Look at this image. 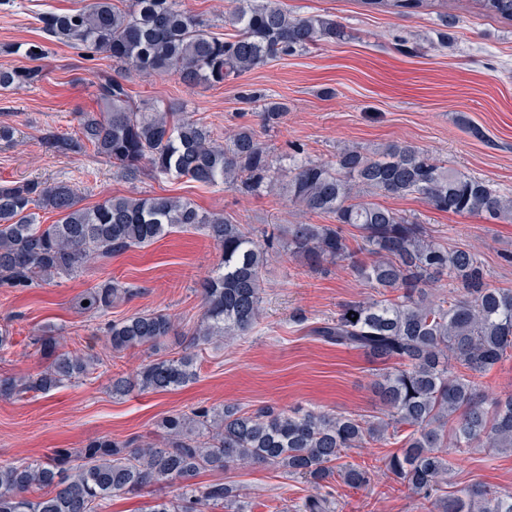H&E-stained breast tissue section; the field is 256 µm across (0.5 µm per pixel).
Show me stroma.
<instances>
[{
  "instance_id": "35a3bbf8",
  "label": "stroma",
  "mask_w": 512,
  "mask_h": 512,
  "mask_svg": "<svg viewBox=\"0 0 512 512\" xmlns=\"http://www.w3.org/2000/svg\"><path fill=\"white\" fill-rule=\"evenodd\" d=\"M280 2L295 14L332 15L355 37L269 61L219 86L189 88L174 76L136 75L128 81L134 101L177 102L221 136L241 125L261 129L259 106L245 99L255 92L288 105L282 123L263 134L278 166H287L297 148L310 158L331 160L347 145L371 149L399 142L447 159L465 175L512 196L511 23L481 16L471 0H454L448 8L438 2L433 13L411 16L374 12L361 0ZM81 4L14 0L1 6L0 68L27 65L16 47L43 40L37 12ZM443 10L456 18L453 45L417 51L418 43L434 39ZM42 65L45 78L39 85L0 90V126L14 130L12 142L0 141V183L65 182L85 207L113 195L158 193L189 199L203 211L252 227L309 222L277 182L256 193L150 174L131 182L94 154L45 152L44 130L74 134L78 113L97 108L96 82L113 67L108 59L85 58L57 41L47 44ZM379 202L426 224L449 246L478 251L488 283L512 288V223L438 212L412 196H383ZM220 261V251L202 231L175 228L150 246L98 258L80 273L58 275L23 292L0 288V326L14 340L0 358V373L26 377L45 368L48 360L33 339L48 330L64 336L67 349L100 359L98 378L0 400V462L39 459L53 448L76 450L102 436L148 439L166 415L198 407L380 415L371 386L383 364L311 333L317 321L335 316L342 302L371 295L369 284L350 267L312 272L288 257L272 259L266 268L258 323L247 335L206 347L195 381L167 392L113 395L112 376L134 373L145 354L138 349L113 353L102 331L106 320L161 311L174 316L180 329L192 327L200 316L199 282ZM106 278L139 293L114 304L106 317L80 310V296ZM388 452L375 442L350 451L348 462L372 470L374 480L361 489L337 484V512H417L406 490L383 473ZM199 480L239 485L244 512H289L312 491L306 480L270 464L206 471ZM478 484L512 493V452L478 447L456 457L448 492Z\"/></svg>"
}]
</instances>
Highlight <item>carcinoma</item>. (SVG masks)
<instances>
[{
  "mask_svg": "<svg viewBox=\"0 0 512 512\" xmlns=\"http://www.w3.org/2000/svg\"><path fill=\"white\" fill-rule=\"evenodd\" d=\"M219 34L182 7V0H87L66 12L37 17L45 38L93 59L112 61L117 74L97 83L98 111L78 115L73 135L46 132L45 149L57 155L88 151L111 162L130 181L145 173L186 177L202 185L257 192L276 175L273 156L251 126L221 144L213 130L179 106L137 105L127 88L132 73L175 75L191 87L222 84L274 58L295 56L353 38L328 14L295 15L279 0H233ZM483 14L512 21V0H473ZM372 11L422 14L434 0H364ZM46 46L28 43L24 67L0 69V88L34 86L45 77L37 61ZM262 126L275 128L287 104L261 95ZM288 198L332 224H279L256 231L172 196H113L80 206L66 183L38 180L0 184V288L24 291L54 275H71L98 256H118L156 242L174 228L201 230L222 253L218 268L199 283L201 316L185 334L181 354L146 360L131 377L111 378L112 392H166L197 376L196 350L249 332L261 314L269 251L297 257L310 269L344 264L375 291L340 305L312 332L323 342L363 351L388 368L375 382L382 416L365 420L321 410L247 412L236 406L172 413L156 438H98L72 451L54 448L43 459L0 464V512H107L114 496H151L147 512H240L238 488L202 484L204 471L273 464L306 479L315 494L292 512H330L334 484L368 486L370 469L341 462L348 451L374 441L397 446L386 473L413 500L434 512H512V493L476 485L454 498L437 496L453 471L450 455L479 443L512 450V392L488 396L480 378L512 356V288L493 287L479 253L439 243L425 225L368 195L415 196L431 209L460 216H512V196L469 177L412 145L373 151L343 147L333 161L304 158L288 169ZM59 216L43 224L38 211ZM448 278L452 288L428 299L426 286ZM134 295L110 278L87 290L82 310L105 314ZM357 315L352 320L348 313ZM112 351L155 350L175 334L162 312L135 313L106 324ZM50 362L28 377L0 375V399L48 393L98 370L100 359L80 350L61 352L59 338L37 340ZM178 485L175 497L166 488Z\"/></svg>",
  "mask_w": 512,
  "mask_h": 512,
  "instance_id": "obj_1",
  "label": "carcinoma"
}]
</instances>
